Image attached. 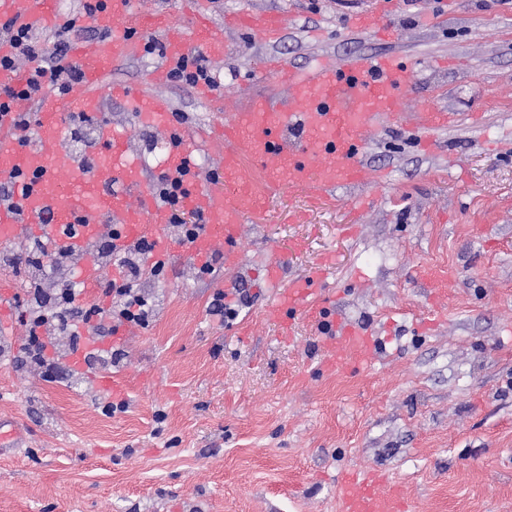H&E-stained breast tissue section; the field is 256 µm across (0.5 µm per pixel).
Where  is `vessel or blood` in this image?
Returning a JSON list of instances; mask_svg holds the SVG:
<instances>
[{"instance_id":"1","label":"vessel or blood","mask_w":512,"mask_h":512,"mask_svg":"<svg viewBox=\"0 0 512 512\" xmlns=\"http://www.w3.org/2000/svg\"><path fill=\"white\" fill-rule=\"evenodd\" d=\"M4 16L41 31L65 23L56 0H0V18ZM91 21L102 36L73 47L80 64L79 81L68 91L45 88L37 96L33 143L20 145L14 129L15 115L27 110L26 102L0 113V183H10L17 175L24 179L19 207L0 206L1 242L18 243L26 235L48 234L57 248L79 252L109 224L120 229L116 250L150 239L156 243V259H170L178 252V244L163 233L168 210L158 205L139 159L112 123L100 126L93 170L68 179L63 176L61 143L66 123L75 114L98 115L104 91L127 100L143 122L170 140L163 172L185 186L184 209L205 219L201 232L188 245L190 255L194 262L203 263L213 254H223L225 270L235 276L245 271L238 248L244 221L260 213L262 199L288 190L329 203L338 185L385 182V172L371 173L363 154L370 133L401 115L411 70L395 54L348 57L305 70L259 58L258 68L286 87V101L276 107L262 101L241 106L238 112L208 122L192 141L174 128L169 98L140 94L122 84L104 85L113 64L142 56L147 37L153 35L164 45L168 68L196 50L220 60L227 51L229 30H248L259 40L271 42L282 33L283 15L243 10L217 22L207 16L200 0H182L175 15L165 10L143 12L139 0H111L110 7L95 13ZM421 119L427 133L459 121L454 113L432 110L423 112ZM198 145L220 161L229 186L205 185L192 162ZM329 263V258H321L307 276L284 288L279 262L269 261L263 277L271 294L267 309L287 326L300 318L320 324L321 342L331 363L342 364L351 356L358 365L370 366L383 353L384 344L367 329L336 316L334 304L321 294ZM25 442L14 421L0 419L1 448L17 449ZM337 487L339 512L409 509L402 488L390 485L377 471H343Z\"/></svg>"}]
</instances>
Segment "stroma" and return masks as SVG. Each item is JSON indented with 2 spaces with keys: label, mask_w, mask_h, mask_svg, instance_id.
Instances as JSON below:
<instances>
[{
  "label": "stroma",
  "mask_w": 512,
  "mask_h": 512,
  "mask_svg": "<svg viewBox=\"0 0 512 512\" xmlns=\"http://www.w3.org/2000/svg\"><path fill=\"white\" fill-rule=\"evenodd\" d=\"M363 0H215V19L281 12L278 42L231 31L207 60L213 101L150 76L158 55L116 62L108 83L167 96L194 136L214 113L285 91L255 73L273 54L304 69L323 58L395 52L411 66L404 114L371 138L381 187L341 186L323 205L301 192L266 201L239 243L252 277L224 266L201 277L187 252L144 271L147 324L118 335L112 316L72 342L53 336L61 371L45 380L17 363L28 334L27 255L0 245L9 288L0 341V416L25 422L24 448L0 454V512H336L342 470H383L414 512H512V0H388L392 40L354 33ZM452 57L456 68L434 60ZM474 113L478 123L420 145L423 108ZM102 120L123 128L146 182L169 145L127 102L103 97ZM367 207L353 209L356 198ZM358 227L347 236L346 225ZM284 281L330 257L324 293L343 317L386 340L380 362L322 365L315 326L264 314L258 288L270 256ZM246 294L235 318L215 314L224 288ZM111 362L73 368L88 338ZM111 374L120 407L91 376Z\"/></svg>",
  "instance_id": "stroma-1"
}]
</instances>
